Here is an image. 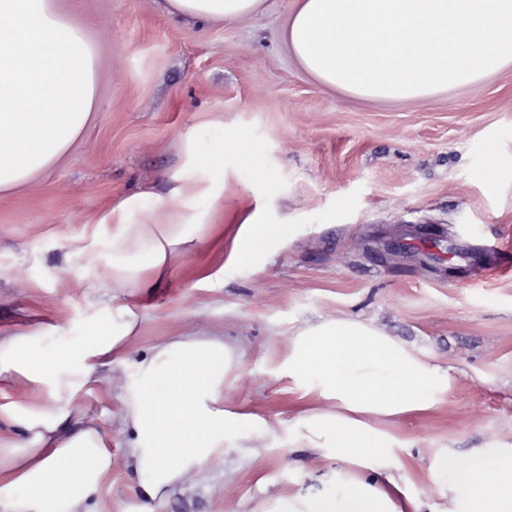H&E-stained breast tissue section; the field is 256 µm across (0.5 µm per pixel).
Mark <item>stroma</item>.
Wrapping results in <instances>:
<instances>
[{"mask_svg":"<svg viewBox=\"0 0 512 512\" xmlns=\"http://www.w3.org/2000/svg\"><path fill=\"white\" fill-rule=\"evenodd\" d=\"M97 45V114L51 171L0 196V323L39 322L53 355L85 336L92 311L56 257L120 198L162 190L185 140L224 152V214L260 208L293 239L250 265L212 259L197 283L180 261L157 290L131 359L156 337L220 331L246 347L224 402L260 415L250 442L230 435L224 460L191 473L154 512H276L281 499L331 492L340 464L294 447L304 402L281 370L297 329L352 317L384 328L451 387L429 411L391 424L398 471L426 507L446 512L434 455L512 442V65L418 102L364 101L320 86L285 50L293 0L232 25H187L157 0H60ZM251 146L244 163L235 142ZM495 166L494 185L476 176ZM421 224L436 228L419 236ZM109 384L77 404L112 442L99 512H124L131 483L121 403Z\"/></svg>","mask_w":512,"mask_h":512,"instance_id":"stroma-1","label":"stroma"}]
</instances>
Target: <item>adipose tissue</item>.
Here are the masks:
<instances>
[{
	"label": "adipose tissue",
	"instance_id": "1",
	"mask_svg": "<svg viewBox=\"0 0 512 512\" xmlns=\"http://www.w3.org/2000/svg\"><path fill=\"white\" fill-rule=\"evenodd\" d=\"M266 0H162L161 10L198 26L231 24ZM318 83L352 96L405 102L483 81L512 62V0H295L281 34ZM99 54L59 0H0V194L27 185L68 155L94 119ZM208 199L201 213L197 203ZM293 232L259 211L240 221L232 256L272 254ZM224 239V153L186 144L164 195L139 192L102 211L72 240L62 269L98 312L86 336L54 356L37 330L0 328V512H92L112 473L98 423L73 408L100 370L133 364L119 392L134 504L153 506L186 475L224 455V438L258 426V415L224 406V384L243 364V344L223 334L159 338L132 362L148 303L175 260ZM283 372L311 405L292 425L294 447L357 468L328 495L283 499L279 512H422L394 457L384 423L432 409L448 372L406 343L350 317L299 328ZM433 473L448 481V512H512V444L473 450L461 461L438 452Z\"/></svg>",
	"mask_w": 512,
	"mask_h": 512
}]
</instances>
